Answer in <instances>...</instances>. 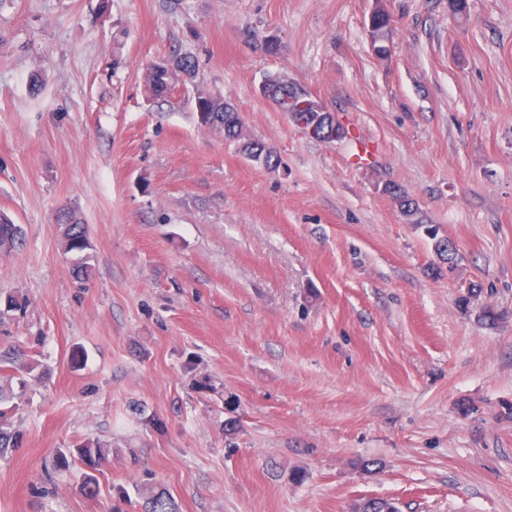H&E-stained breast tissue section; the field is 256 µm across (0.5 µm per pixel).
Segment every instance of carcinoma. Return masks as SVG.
I'll list each match as a JSON object with an SVG mask.
<instances>
[{"mask_svg": "<svg viewBox=\"0 0 512 512\" xmlns=\"http://www.w3.org/2000/svg\"><path fill=\"white\" fill-rule=\"evenodd\" d=\"M198 74V62L188 54L177 55L160 61L157 67L148 69L147 85L149 95L154 98L167 96L176 84L191 83ZM280 107L295 117L306 119L321 110L323 104L315 98L283 97ZM195 108L198 112H208L219 119V129L224 131V139L237 144L238 150L247 159L265 167H272L278 163L276 151L264 143L250 138L244 129V124L236 108L222 98H215L204 93L198 94L195 99ZM385 194L397 205L400 213L410 223L425 230L428 237L435 241V252L442 260H447V253L441 249L437 242V234L431 233L430 225L419 208L418 203L408 195L400 186L389 185ZM68 218L75 220V224L62 233V248L67 253H82L90 249L91 244L87 234L86 225L76 222L77 211L63 210L58 219ZM24 241V229L16 224L7 215L0 212V252L7 253L19 248ZM15 445V434L10 428L7 411L0 408V456L7 453ZM81 463L88 469L83 476V490L93 493L97 490V478L93 471L104 460V454L99 443H85L74 449L72 458L62 457L60 463L70 465V460ZM144 512H177V504L173 496L165 490H152L144 502ZM354 512H399L396 503L387 499H367L354 506Z\"/></svg>", "mask_w": 512, "mask_h": 512, "instance_id": "obj_1", "label": "carcinoma"}]
</instances>
